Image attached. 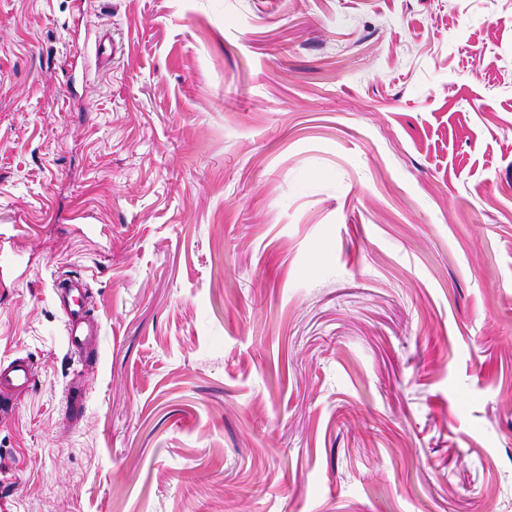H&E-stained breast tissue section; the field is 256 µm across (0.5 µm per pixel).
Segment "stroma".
<instances>
[{
	"instance_id": "stroma-1",
	"label": "stroma",
	"mask_w": 512,
	"mask_h": 512,
	"mask_svg": "<svg viewBox=\"0 0 512 512\" xmlns=\"http://www.w3.org/2000/svg\"><path fill=\"white\" fill-rule=\"evenodd\" d=\"M16 357L0 512H512V0H0ZM86 285L82 279L74 276L59 277L54 283L56 300L65 313V331L70 351L84 358V351L90 349L94 355L97 351L101 333L100 322L84 304L83 292Z\"/></svg>"
}]
</instances>
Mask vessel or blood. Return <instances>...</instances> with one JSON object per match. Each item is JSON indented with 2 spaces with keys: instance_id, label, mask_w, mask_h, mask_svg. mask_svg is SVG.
I'll use <instances>...</instances> for the list:
<instances>
[{
  "instance_id": "1",
  "label": "vessel or blood",
  "mask_w": 512,
  "mask_h": 512,
  "mask_svg": "<svg viewBox=\"0 0 512 512\" xmlns=\"http://www.w3.org/2000/svg\"><path fill=\"white\" fill-rule=\"evenodd\" d=\"M86 288L82 279L61 277L54 283L56 299L65 313V331L68 345L74 355L96 349L101 325L83 302ZM35 375L30 363L22 358L0 362V412L13 408L12 395L30 389Z\"/></svg>"
}]
</instances>
